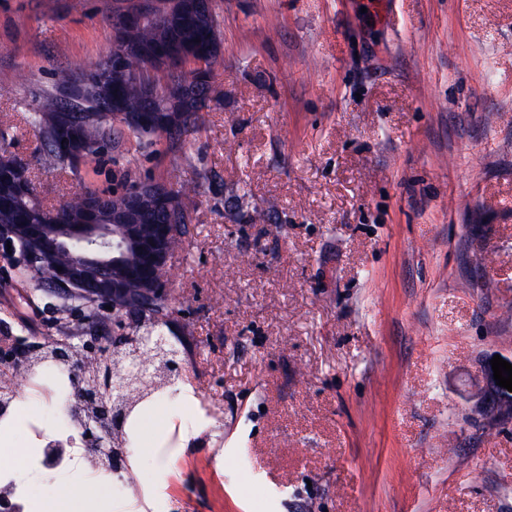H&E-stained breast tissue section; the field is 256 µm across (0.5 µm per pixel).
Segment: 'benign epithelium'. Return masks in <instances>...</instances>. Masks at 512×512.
<instances>
[{
    "instance_id": "obj_1",
    "label": "benign epithelium",
    "mask_w": 512,
    "mask_h": 512,
    "mask_svg": "<svg viewBox=\"0 0 512 512\" xmlns=\"http://www.w3.org/2000/svg\"><path fill=\"white\" fill-rule=\"evenodd\" d=\"M183 0H130L112 16V64L122 57L139 56L156 72L179 71L185 67L184 59L175 48L166 54L153 55L142 48L133 38L136 28L154 13L165 11L174 14L182 9ZM77 88L69 87L62 92V110L58 118V144L79 164L85 163L86 147L82 140L81 119L69 109L76 98ZM162 93L149 88L142 97L137 112H115L116 125L136 131L154 130L164 136L183 127L188 116L185 107L170 105V111L160 112L158 106ZM212 99L210 78L189 77L183 81L181 100L203 112ZM176 187L164 180L149 179L141 182L127 197V205L112 211V223L104 224H3L0 225V248L10 249L8 255L18 254L19 239L29 242L30 257L52 261L61 251L71 253V259L60 264L62 271L55 272L54 284L75 294L93 300L101 314L123 315L141 310L162 301L169 305L168 289L158 287L153 272L167 268L173 257L172 240L178 234V222L158 224L153 232L142 237V226L138 224L141 214L149 207L189 215L187 207L175 196ZM141 241V263L123 276L112 275V255L124 251L127 242ZM111 309H106V306ZM54 351L57 360L68 364L91 363L100 356V349L81 343V351L69 345L51 349L50 340L45 339L27 346L25 365L12 363L3 369V381L9 385V394L0 396V412L8 410L16 399L19 381L28 378L29 370L36 358ZM112 356L129 359L142 373L138 378L123 383L115 402L101 406L90 389L83 391L79 405L69 409L71 420L82 431L84 447L91 449L89 460L96 464L110 461L109 470L121 468L117 461L113 442L106 432L117 435L126 417V405L130 403L149 382L156 378L172 381L180 374L179 353L167 349L164 336H154L146 328L136 334L129 343L112 346Z\"/></svg>"
}]
</instances>
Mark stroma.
<instances>
[{
    "mask_svg": "<svg viewBox=\"0 0 512 512\" xmlns=\"http://www.w3.org/2000/svg\"><path fill=\"white\" fill-rule=\"evenodd\" d=\"M125 2L0 0V127L46 204L128 175L206 187L168 282L199 403L103 503L512 512V418L491 411L512 401L491 366L512 363V0H215L222 60L182 146L126 132L119 161L44 170L27 117L55 69L109 53ZM28 289L0 258V337L56 335ZM59 411L37 392L14 446Z\"/></svg>",
    "mask_w": 512,
    "mask_h": 512,
    "instance_id": "35a3bbf8",
    "label": "stroma"
}]
</instances>
